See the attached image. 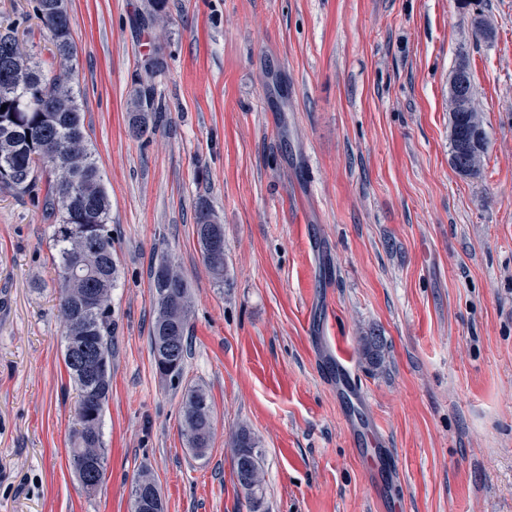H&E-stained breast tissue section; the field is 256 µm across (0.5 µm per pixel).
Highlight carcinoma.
I'll return each instance as SVG.
<instances>
[{
  "label": "carcinoma",
  "instance_id": "obj_1",
  "mask_svg": "<svg viewBox=\"0 0 512 512\" xmlns=\"http://www.w3.org/2000/svg\"><path fill=\"white\" fill-rule=\"evenodd\" d=\"M34 18L47 30L54 54L70 61L77 48L72 35L68 0H34ZM73 73L62 68L48 75L40 63L24 54L14 32H0V184L24 191L46 177L45 209L54 221V265L61 281L59 306L65 322L64 363L78 400V428L71 435V463L88 494L97 492L105 474L102 420L111 390V294L117 278L112 256L109 196L93 153L86 143ZM470 111L450 116L451 163L464 175L478 174L487 153L488 138L474 105V86L468 85ZM155 88L141 85L130 113L129 131L143 136L148 129ZM224 233L211 207L202 202L195 217V232L203 261L215 280L224 283V251L211 249L209 235ZM156 315L150 332L153 358L173 352L170 379H182L187 357L186 335L191 311L187 283L182 274L161 259L151 275ZM362 354L371 364L380 356V336L362 337ZM98 362V375L88 380L81 369L86 352ZM181 426L188 447L198 456L210 448L212 410L200 387L185 389ZM235 473L252 509H259L266 483L260 460L254 462V479L243 480L241 461ZM143 491L132 487V512H164L163 501L151 498L154 479L141 475Z\"/></svg>",
  "mask_w": 512,
  "mask_h": 512
}]
</instances>
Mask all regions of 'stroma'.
I'll return each mask as SVG.
<instances>
[{"instance_id": "stroma-1", "label": "stroma", "mask_w": 512, "mask_h": 512, "mask_svg": "<svg viewBox=\"0 0 512 512\" xmlns=\"http://www.w3.org/2000/svg\"><path fill=\"white\" fill-rule=\"evenodd\" d=\"M32 0H0L25 53L58 61ZM69 0L73 87L112 198L111 392L104 480L73 470L46 188L0 186V512H131L141 471L164 512H250L234 469L247 427L260 512H512V0ZM168 67L148 132L128 103ZM467 57L488 150L450 162L448 81ZM224 226L216 282L199 202ZM191 296L181 383L155 369L150 268ZM376 331L382 362L360 338ZM345 358L355 384L336 385ZM213 433L195 457L182 394ZM216 230L221 235L223 246L219 251V241L213 239V250L211 249L209 235L212 230ZM195 232L197 235L198 243L201 247L203 261L209 271L214 276L217 282L224 281V272L226 270V263L224 259V226L220 224L217 215L206 202H201L196 211L195 217ZM181 426L188 447L203 456L210 448L212 410L207 393L200 387L185 389L182 397ZM258 441L254 434L247 428H241L235 436V473L239 486L244 491L248 503L253 511H258L263 500V491L266 483L265 471L260 464V452L257 450L256 460L254 462L253 484L245 482L242 476L241 461L239 454L242 448H258ZM256 485V487H253ZM256 509V510H255Z\"/></svg>"}]
</instances>
